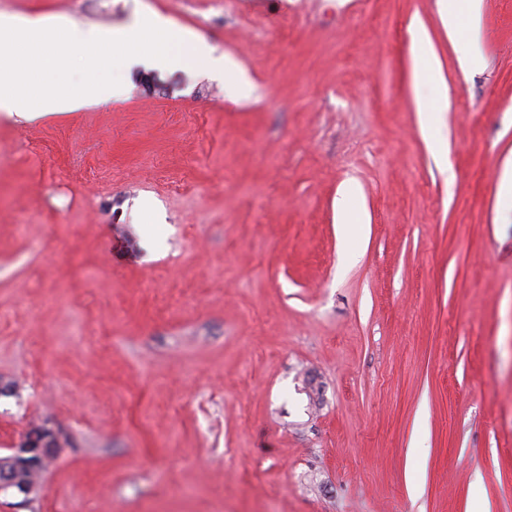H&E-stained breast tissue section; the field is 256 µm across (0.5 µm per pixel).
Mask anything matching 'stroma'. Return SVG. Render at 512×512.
<instances>
[{
    "mask_svg": "<svg viewBox=\"0 0 512 512\" xmlns=\"http://www.w3.org/2000/svg\"><path fill=\"white\" fill-rule=\"evenodd\" d=\"M144 11L246 81L0 114V449L59 435L0 512H512V0L468 74L437 0H0L84 39ZM411 42L416 51L420 53L421 58L413 70V80L417 83H424L431 86V95L425 105V110L428 112V120L430 129L435 130L432 121V115L438 114L444 105L448 102V87L442 83L436 75L433 65L427 62V51L425 42L418 28L411 29Z\"/></svg>",
    "mask_w": 512,
    "mask_h": 512,
    "instance_id": "1",
    "label": "stroma"
}]
</instances>
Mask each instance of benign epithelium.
<instances>
[{
	"instance_id": "7a95c632",
	"label": "benign epithelium",
	"mask_w": 512,
	"mask_h": 512,
	"mask_svg": "<svg viewBox=\"0 0 512 512\" xmlns=\"http://www.w3.org/2000/svg\"><path fill=\"white\" fill-rule=\"evenodd\" d=\"M58 455L57 432L47 426L36 433L26 434L0 457V492L14 491L23 495L27 504L39 487L29 483L23 474L31 472Z\"/></svg>"
}]
</instances>
